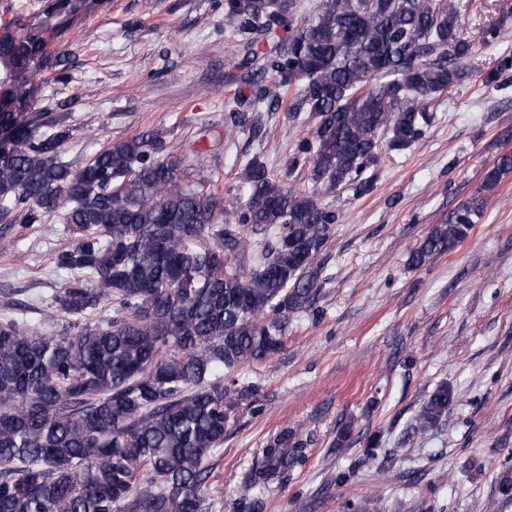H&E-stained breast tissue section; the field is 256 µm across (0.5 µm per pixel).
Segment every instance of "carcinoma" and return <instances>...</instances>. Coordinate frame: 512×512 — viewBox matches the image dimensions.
<instances>
[{"label": "carcinoma", "instance_id": "1", "mask_svg": "<svg viewBox=\"0 0 512 512\" xmlns=\"http://www.w3.org/2000/svg\"><path fill=\"white\" fill-rule=\"evenodd\" d=\"M97 0H52L47 29L16 25L0 34V219L26 224L57 211L77 237L54 264L80 272L55 298L75 318L44 335L19 317L0 320V512H203L209 459L224 445L230 414L252 395L235 375L268 362L287 340L288 321L319 316L317 258L337 221L319 192L373 189L377 133L391 150L408 149L433 116L424 103L462 78L475 42L455 3L435 0H321L317 14L270 54L250 47V94L228 103L231 126L262 131V113L280 92L299 88L318 122L298 151L310 158L321 190L300 191L259 157L239 174L237 223L224 200L189 183L164 156L156 131L116 141L78 170L61 159L69 129L31 108V77L47 67L68 77L62 55L45 54ZM224 16L243 33L271 38L285 24L273 0H224ZM270 83H265L266 75ZM52 125L46 134L41 128ZM512 173V153L485 171L493 189ZM485 199L475 195L414 247L418 268L471 233ZM264 231L256 248L243 228ZM251 255L245 271L239 259ZM116 306L118 315L87 317ZM454 392L437 386L415 416L436 429ZM307 442L282 430L262 449L251 486L290 479Z\"/></svg>", "mask_w": 512, "mask_h": 512}]
</instances>
